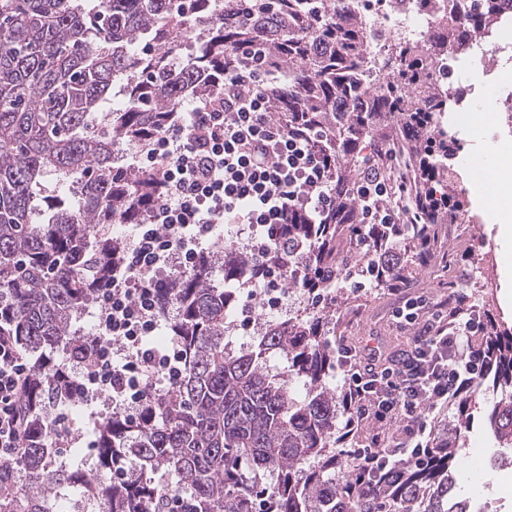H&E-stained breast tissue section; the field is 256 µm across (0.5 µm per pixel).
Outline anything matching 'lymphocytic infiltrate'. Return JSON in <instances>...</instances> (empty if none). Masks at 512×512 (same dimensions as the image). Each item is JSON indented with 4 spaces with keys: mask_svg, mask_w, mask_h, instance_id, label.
Listing matches in <instances>:
<instances>
[{
    "mask_svg": "<svg viewBox=\"0 0 512 512\" xmlns=\"http://www.w3.org/2000/svg\"><path fill=\"white\" fill-rule=\"evenodd\" d=\"M267 83V73L250 66L221 73L210 94L175 113L146 146L119 153L122 168H152L164 194L144 223L129 225L124 258L99 292L97 333L63 365L71 399L89 404L104 395L113 416L137 426L154 421L152 394L174 390L186 365L179 336L162 350L146 342L169 315L161 274L190 271L224 236L251 261L250 272L235 282L237 292L263 295L270 310H287L279 283L295 252L288 224L294 216L322 224L335 214L337 160L310 121L271 118ZM382 166L380 156L369 157L354 187L367 224L400 221ZM400 301L394 323L417 328L407 349L371 362L345 342L336 345L352 421L383 422L397 412L412 418L394 447L377 436L372 447L354 449L368 469L424 454L429 424L417 415V402H444L471 389L487 365L473 346L483 332L478 314L451 324L443 316L447 298L411 293ZM32 382L33 367L16 339L0 333V462L31 445Z\"/></svg>",
    "mask_w": 512,
    "mask_h": 512,
    "instance_id": "f902f5d3",
    "label": "lymphocytic infiltrate"
}]
</instances>
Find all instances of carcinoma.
I'll list each match as a JSON object with an SVG mask.
<instances>
[{"mask_svg": "<svg viewBox=\"0 0 512 512\" xmlns=\"http://www.w3.org/2000/svg\"><path fill=\"white\" fill-rule=\"evenodd\" d=\"M352 0H0V324L33 360L34 441L16 462H0V512H53L52 490L76 487L91 512H165L182 495L184 512H486L458 492L465 434L479 396L494 447L512 453V328L492 318L475 341L489 365L468 392L448 399L432 425L420 460L368 472L345 449L348 428L336 372L338 322L329 307L270 320L255 343L228 348L226 319L235 299L212 279L248 267L233 243L170 277L187 366L178 387L161 398L155 423L141 431L109 418L97 429L89 473L59 462L44 434L60 419L66 392L61 365L46 357L71 351L74 316L107 283L125 252L123 236L103 229L138 224L161 189L148 169L116 171V156L168 125L170 112L211 90L209 75L261 63L288 77L268 84L271 117L304 114L336 151V216L327 224L288 225L300 248L289 263L286 291L303 298L332 287L319 269L344 280L374 272L373 287L438 288L452 294L448 320L474 307L458 286L465 251L458 223L468 206L449 184L459 139L445 117L454 99L436 91L412 106L410 89L430 82V64L413 42L386 41L368 61L366 27ZM502 0H474L438 49L467 44L488 25ZM254 51L247 58L241 50ZM122 101L107 112L113 91ZM385 161L384 177L401 187L405 223L381 225L376 244L358 240L363 203L354 186L370 153ZM56 190L44 188L47 175ZM409 262L377 270L390 249ZM287 365L272 372L270 355ZM300 381L301 398L288 384ZM168 472L162 486L153 474ZM274 480L265 483L266 476Z\"/></svg>", "mask_w": 512, "mask_h": 512, "instance_id": "1", "label": "carcinoma"}]
</instances>
